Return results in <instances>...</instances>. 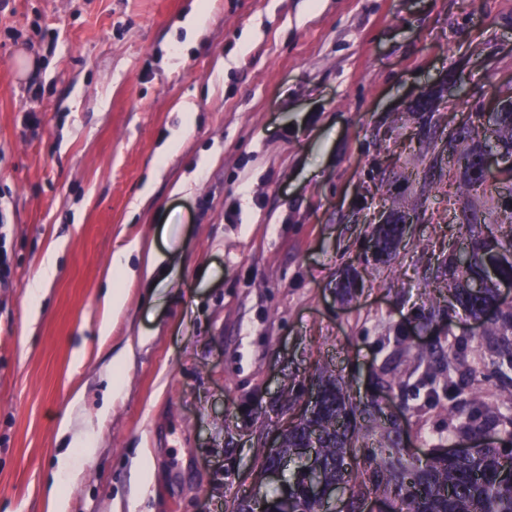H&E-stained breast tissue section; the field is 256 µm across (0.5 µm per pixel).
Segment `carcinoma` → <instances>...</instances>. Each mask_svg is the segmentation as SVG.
<instances>
[{
  "instance_id": "1",
  "label": "carcinoma",
  "mask_w": 512,
  "mask_h": 512,
  "mask_svg": "<svg viewBox=\"0 0 512 512\" xmlns=\"http://www.w3.org/2000/svg\"><path fill=\"white\" fill-rule=\"evenodd\" d=\"M488 149L512 155V97L501 99L499 108L488 116H476L449 149L452 166L463 174L459 193L473 200L463 209L459 224L467 229L473 224L499 227L496 235L474 239L464 265L455 257L448 259V279L465 277L453 294L455 303L481 324V336L492 344L495 358L487 365H470L460 357L463 344L446 348L432 344L414 355L426 370L412 385L414 394L448 406V435L470 443V451L449 457L434 448L426 459L411 463L390 453L379 457L369 448L358 454L353 443L357 419L380 414L382 408L374 401L362 407L352 404L336 376L326 370L311 416L288 428L284 450L291 457L293 449L307 445L310 434L318 433L325 482L338 486L353 482L344 501L345 512H362L371 496L384 502L388 512H512V307H502L494 288L486 285L475 291L468 286L488 279L491 269L512 279V211H484L475 204L492 186V177L480 167ZM374 234L375 257H388L400 239V225L396 221L381 224ZM478 376L495 382L496 407L470 391ZM495 426L510 428L508 437L486 441L487 431ZM288 492L298 512H319L321 505L307 497L300 473L288 483Z\"/></svg>"
}]
</instances>
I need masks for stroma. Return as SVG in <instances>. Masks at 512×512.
<instances>
[{
  "instance_id": "35a3bbf8",
  "label": "stroma",
  "mask_w": 512,
  "mask_h": 512,
  "mask_svg": "<svg viewBox=\"0 0 512 512\" xmlns=\"http://www.w3.org/2000/svg\"><path fill=\"white\" fill-rule=\"evenodd\" d=\"M206 1L0 0V512H46L69 415L95 452L68 512H234L291 478L257 473L326 365L394 404L402 457L448 443L439 407L372 375L417 379L410 348L473 325L448 290V139L512 95V0ZM451 81L460 100L415 111ZM404 214L376 259L373 225ZM133 241L167 279L126 283L103 340ZM133 254H137L140 257V247L138 243H130L117 248L114 253H112L107 280H112V277L119 274L123 275L127 280L132 279V273L128 266Z\"/></svg>"
}]
</instances>
